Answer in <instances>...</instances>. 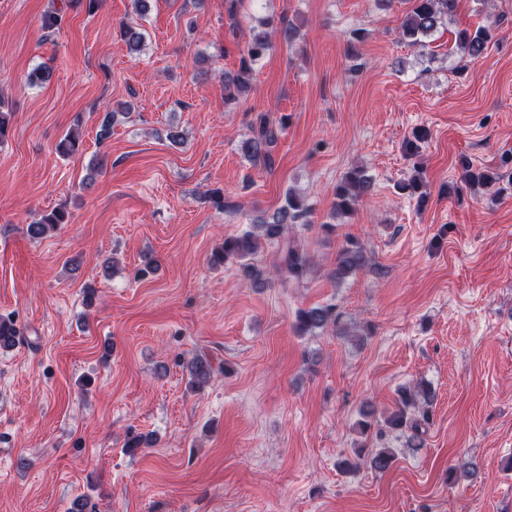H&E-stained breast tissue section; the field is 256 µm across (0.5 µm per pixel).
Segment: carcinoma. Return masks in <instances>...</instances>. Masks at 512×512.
Listing matches in <instances>:
<instances>
[{"label": "carcinoma", "mask_w": 512, "mask_h": 512, "mask_svg": "<svg viewBox=\"0 0 512 512\" xmlns=\"http://www.w3.org/2000/svg\"><path fill=\"white\" fill-rule=\"evenodd\" d=\"M410 8L401 26V35L413 46H425V39L438 31L448 20L452 19L458 9L459 0H409ZM265 30L251 34L244 49L240 51L238 67L233 72L224 74V101H236L247 94L251 88L254 67L257 62L273 47V34H279L281 42L290 46L296 41L297 31L288 23L281 21L274 26V20L265 17L258 20ZM121 36L128 50L139 52L145 41L144 32L130 24L121 26ZM493 38L492 30L478 27L474 30L462 29L455 37L456 48L461 58L481 56L487 44ZM285 128V118H280L279 125H274L265 112L256 113L249 125L251 135L240 142L244 157L264 167L272 166L271 147L277 143L279 133ZM82 140L76 133H69L57 145V151L68 156L77 152ZM463 177L472 186L491 187L499 181V174L491 168L465 169ZM371 181L365 172L353 168L345 173L336 186L333 215L346 217L354 212L355 205L362 194L369 191ZM423 181L414 177L397 184L400 193L417 198L418 203L426 201L427 194L422 191ZM310 212L305 200L290 189L284 200L272 216V220L263 219L254 225V229L224 237L221 246L215 249L209 258L213 268H221L229 260L238 264L244 278L254 288H267L277 276L282 281L303 278L309 270V258L300 248L285 241L288 225L296 223ZM67 223L62 210H54L41 219L27 226L29 237L37 239L46 236L61 224ZM279 245L273 263L274 269L268 270L254 263L262 243ZM368 259L365 248L355 239L347 238L341 248L334 276L343 279L353 272L366 267ZM341 313L334 305H318L301 309L297 312L295 327L298 333L305 335L328 326L336 327L340 323ZM20 332L16 329L10 316L0 315V349L16 345ZM213 371L209 360L197 358L193 362V385L207 383ZM434 394L431 388L422 386L416 390L404 389L400 393L398 408L387 419L386 426L407 436L408 447L418 450L423 445V435L431 419ZM396 460V449L377 448L371 454V469L384 473Z\"/></svg>", "instance_id": "obj_1"}]
</instances>
